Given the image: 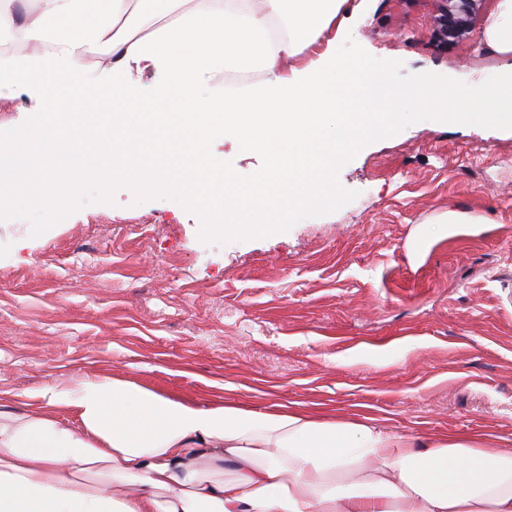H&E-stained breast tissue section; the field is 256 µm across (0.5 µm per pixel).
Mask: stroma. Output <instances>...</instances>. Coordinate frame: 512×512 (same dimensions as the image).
Returning a JSON list of instances; mask_svg holds the SVG:
<instances>
[{"mask_svg":"<svg viewBox=\"0 0 512 512\" xmlns=\"http://www.w3.org/2000/svg\"><path fill=\"white\" fill-rule=\"evenodd\" d=\"M433 0H365L336 49L367 62L324 133L338 202L283 213L280 227L220 235L176 196L86 182L58 214L0 204V411L41 412V390L119 378L207 407L237 401L372 419L404 435L480 437L512 449V129L401 105L443 98L496 58L441 41ZM39 94H0V145L46 161L90 147L93 127L35 140ZM349 112H394L390 133L343 135ZM242 184L272 151L213 138ZM451 214L462 224L447 223Z\"/></svg>","mask_w":512,"mask_h":512,"instance_id":"35a3bbf8","label":"stroma"}]
</instances>
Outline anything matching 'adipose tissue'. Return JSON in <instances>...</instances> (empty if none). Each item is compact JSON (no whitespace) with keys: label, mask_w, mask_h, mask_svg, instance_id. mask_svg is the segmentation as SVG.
Segmentation results:
<instances>
[{"label":"adipose tissue","mask_w":512,"mask_h":512,"mask_svg":"<svg viewBox=\"0 0 512 512\" xmlns=\"http://www.w3.org/2000/svg\"><path fill=\"white\" fill-rule=\"evenodd\" d=\"M358 9L357 0H0V32L22 49L0 62V90H38L43 137L90 120L103 103L96 86L112 85L100 151L50 167L27 157L20 176L5 161L0 183L64 213L94 169L101 194L116 182L173 193L222 234L338 199L323 123L349 73L370 74L335 50ZM479 41L512 59V0H495ZM62 88L77 91L83 111L66 110ZM442 105L456 122L478 108L486 123L512 127V76L461 81ZM219 134L246 151L275 143L279 158L241 188L207 148ZM41 396L47 413L0 412V512H512V451L470 436L429 441L284 405L201 407L114 378L78 375ZM57 406L73 409L77 427ZM116 483L129 490L119 507Z\"/></svg>","instance_id":"adipose-tissue-1"}]
</instances>
